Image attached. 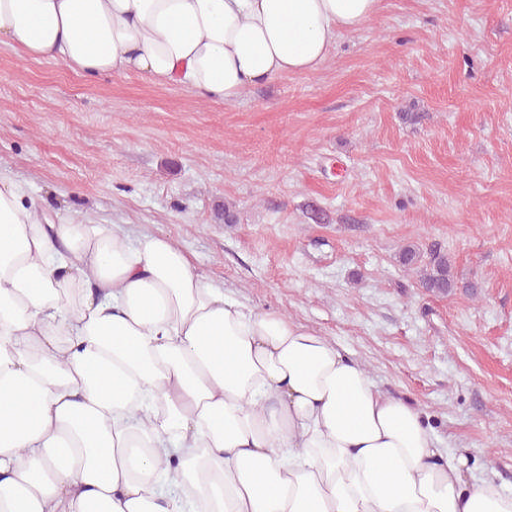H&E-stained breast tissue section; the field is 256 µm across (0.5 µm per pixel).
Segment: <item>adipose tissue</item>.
<instances>
[{
	"label": "adipose tissue",
	"mask_w": 512,
	"mask_h": 512,
	"mask_svg": "<svg viewBox=\"0 0 512 512\" xmlns=\"http://www.w3.org/2000/svg\"><path fill=\"white\" fill-rule=\"evenodd\" d=\"M379 0H0V44L229 104ZM194 501L158 490L171 458ZM329 337L163 235L55 218L0 175V512H512Z\"/></svg>",
	"instance_id": "ef3b65f1"
}]
</instances>
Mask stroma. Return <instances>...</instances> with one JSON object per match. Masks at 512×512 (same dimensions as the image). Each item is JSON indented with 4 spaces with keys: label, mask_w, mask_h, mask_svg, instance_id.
<instances>
[{
    "label": "stroma",
    "mask_w": 512,
    "mask_h": 512,
    "mask_svg": "<svg viewBox=\"0 0 512 512\" xmlns=\"http://www.w3.org/2000/svg\"><path fill=\"white\" fill-rule=\"evenodd\" d=\"M0 172L336 340L512 493V0H380L230 104L0 44ZM409 243L448 254L451 293L397 265Z\"/></svg>",
    "instance_id": "obj_1"
}]
</instances>
